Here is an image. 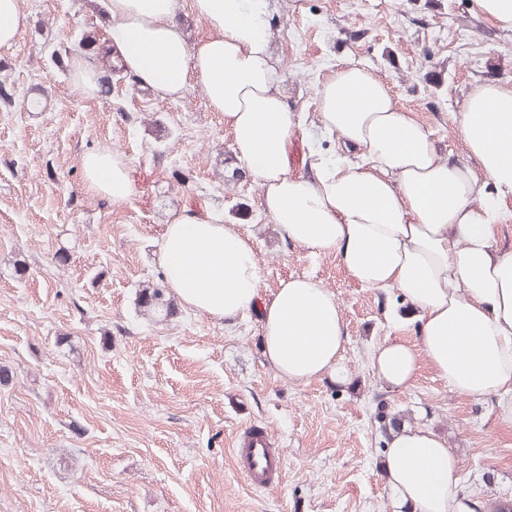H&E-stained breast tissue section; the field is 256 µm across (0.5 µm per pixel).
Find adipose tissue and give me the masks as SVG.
<instances>
[{
  "label": "adipose tissue",
  "instance_id": "1",
  "mask_svg": "<svg viewBox=\"0 0 512 512\" xmlns=\"http://www.w3.org/2000/svg\"><path fill=\"white\" fill-rule=\"evenodd\" d=\"M211 31L188 45L176 22L180 0H108L105 49L137 84L162 98L190 83L234 132V153L261 189V205L288 240L335 252L350 277L397 290L420 318V344L389 340L371 367L389 387L408 388L420 360L454 392L472 398L512 393V251L493 248L492 229L512 198V88L468 94L460 128L496 197L464 165L443 159L429 132L356 64L338 66L318 92L319 125L362 162L310 151L309 174L290 170L296 132L272 61L263 0H191ZM89 189L115 202L134 185L111 152L85 154ZM166 284L186 308L233 323L250 309L262 321L263 355L282 379L307 383L340 374L349 338L330 290L309 278L260 294L250 241L218 210H186L159 243ZM393 512H470L457 462L435 432L402 426L382 465Z\"/></svg>",
  "mask_w": 512,
  "mask_h": 512
}]
</instances>
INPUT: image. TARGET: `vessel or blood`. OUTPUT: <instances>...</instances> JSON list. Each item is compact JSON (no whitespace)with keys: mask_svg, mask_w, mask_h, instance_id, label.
<instances>
[{"mask_svg":"<svg viewBox=\"0 0 512 512\" xmlns=\"http://www.w3.org/2000/svg\"><path fill=\"white\" fill-rule=\"evenodd\" d=\"M234 456L251 485L264 488L280 482L283 451L272 447L262 428L255 427L246 433L243 441L237 444Z\"/></svg>","mask_w":512,"mask_h":512,"instance_id":"obj_1","label":"vessel or blood"}]
</instances>
